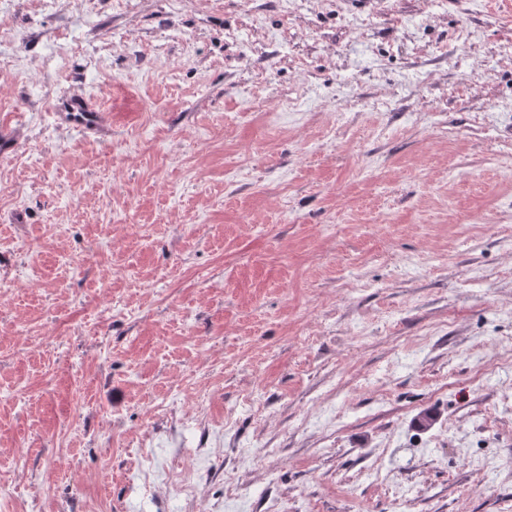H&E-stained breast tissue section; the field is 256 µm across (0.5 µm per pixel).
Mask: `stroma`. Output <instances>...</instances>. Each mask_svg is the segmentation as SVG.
<instances>
[{
	"label": "stroma",
	"instance_id": "35a3bbf8",
	"mask_svg": "<svg viewBox=\"0 0 512 512\" xmlns=\"http://www.w3.org/2000/svg\"><path fill=\"white\" fill-rule=\"evenodd\" d=\"M386 6L7 5L0 512L512 504V0ZM59 117L70 125L86 130H97L101 125V114L89 98L81 95L67 96L56 106Z\"/></svg>",
	"mask_w": 512,
	"mask_h": 512
}]
</instances>
